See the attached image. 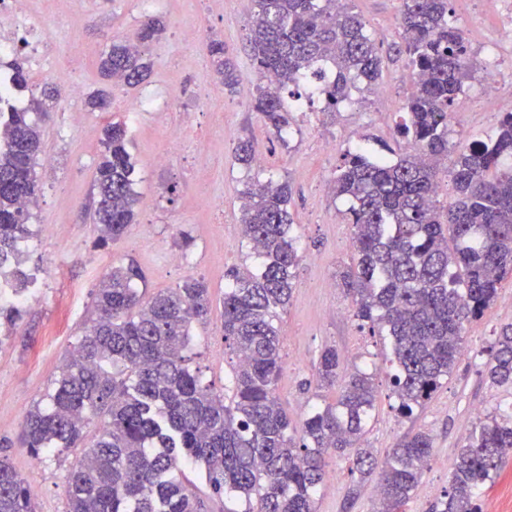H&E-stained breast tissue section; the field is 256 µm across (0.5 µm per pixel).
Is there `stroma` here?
Segmentation results:
<instances>
[{
    "label": "stroma",
    "mask_w": 512,
    "mask_h": 512,
    "mask_svg": "<svg viewBox=\"0 0 512 512\" xmlns=\"http://www.w3.org/2000/svg\"><path fill=\"white\" fill-rule=\"evenodd\" d=\"M351 7L376 37L382 59L379 85L354 92V101L335 114L311 108L296 113L289 142L274 138L249 103L257 81L247 43L253 0H90L86 13H69L63 0H30L29 9L47 36L55 60L51 73L32 71L36 83L59 91L81 87L76 103L59 100L42 128V164L38 168L41 205L32 219L33 235L22 245L26 266L36 280L23 298L24 315L15 327L0 324V457L35 487L37 512H65V488L72 455L49 454L34 459L20 441L24 419L33 405L52 390L59 366L87 323L93 294L104 270L135 261L146 275L148 292L178 287L188 277L204 279L212 311L196 326L192 355L205 383L223 389L228 369L221 332L224 274L246 260L240 235L239 193L247 172L235 161L240 140H251L264 158L265 173L288 180L289 209L300 238L303 260L297 270L291 302L280 313L283 370L276 394L289 418L302 422L318 398L333 391L318 388L316 366L324 347H336L345 369L364 364L378 368L379 396L364 444L385 452L411 431L430 432L434 443L430 469L412 492L404 512H430L449 487L452 466L480 415L512 402V385H496L485 377L488 350L501 327L512 324V279L499 288L484 316L468 332L465 347L447 382L423 410L401 417L392 407L385 364L386 346L356 319L339 285V273L353 255V228L333 192L339 150L356 144H394L393 130L409 92L404 74L408 59L391 46L399 39L401 0H352ZM458 23L478 58L495 63L504 85L494 109L480 105L479 83L469 93L477 105L457 114L449 139L463 148L475 137L493 133L502 115L512 112V40L501 29L490 0H453ZM157 16L164 31L150 43L146 81L137 87L100 78L97 63L112 36L137 27L144 15ZM204 38L223 41L227 55L242 74L234 89L216 76L208 55L181 42L187 27ZM104 89L107 111H91L85 97ZM153 97L154 111L136 106ZM195 109V125L185 129L181 111ZM112 122L128 126L130 150L139 170L140 202L135 224L106 247L93 245L90 219L92 178L103 150V129ZM187 141L165 165L155 156L173 137ZM335 142L332 153L322 141ZM190 246H183V236ZM189 260L178 268L170 253ZM327 478L316 499V512H374L375 482L359 484L348 460L327 457Z\"/></svg>",
    "instance_id": "obj_1"
}]
</instances>
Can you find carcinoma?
<instances>
[{"instance_id": "carcinoma-1", "label": "carcinoma", "mask_w": 512, "mask_h": 512, "mask_svg": "<svg viewBox=\"0 0 512 512\" xmlns=\"http://www.w3.org/2000/svg\"><path fill=\"white\" fill-rule=\"evenodd\" d=\"M350 0H254L249 48L258 80L250 103L282 142L291 134L299 96L315 89L332 113L380 74L376 40ZM400 41L418 80L395 123L408 151L357 145L342 152L333 176L343 216L354 228L353 259L341 273L354 316L391 347L389 382L399 414L421 410L452 373L469 325L512 277V112L492 135L457 150L448 117L477 65L451 0H402ZM146 17L132 35L112 39L100 61L108 79L135 87L149 74L147 46L162 32ZM219 82L233 89L240 75L212 40ZM11 86L0 105V322L22 317L19 298L32 278L19 243L31 234L27 199L40 193L41 123L57 91L35 84L17 61L3 62ZM104 150L93 179L96 244L124 234L139 201L128 129L104 128ZM236 163L255 165L251 141L239 142ZM452 196L437 201L439 174ZM241 225L251 265L225 273L223 322L230 372L224 390L203 384L189 364L193 323L210 314L209 288L189 278L153 295L134 262L106 270L89 324L65 357L47 405L27 412L22 443L35 456L80 448L70 464L66 512H206L176 474L178 463L204 471L224 512H316L325 456L349 460L363 483L381 468L375 512H403L432 459L427 431L406 435L383 466L363 445L376 408L375 374L344 370L339 353L319 356L317 385L335 398L316 403L293 425L275 390L282 372L278 315L289 303L302 260L291 189L269 177L246 183ZM493 384L512 383V324L500 329L485 364ZM102 430L85 448L86 429ZM512 453V405L473 428L453 465L448 492L432 512H481L479 495ZM0 512H37L31 487L0 460Z\"/></svg>"}]
</instances>
